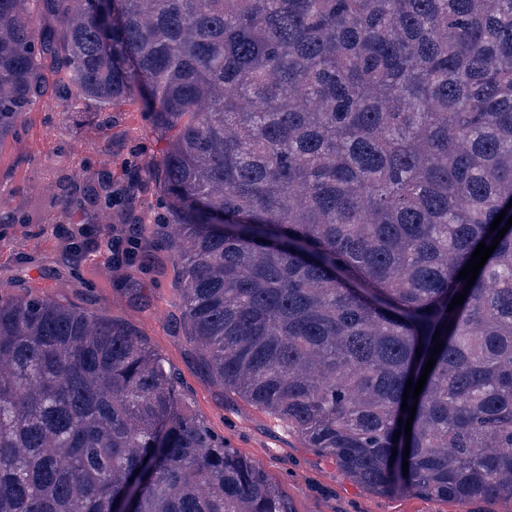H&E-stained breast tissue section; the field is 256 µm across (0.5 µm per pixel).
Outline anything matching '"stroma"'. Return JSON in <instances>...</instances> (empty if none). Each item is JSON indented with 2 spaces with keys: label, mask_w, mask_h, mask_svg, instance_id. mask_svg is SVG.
I'll use <instances>...</instances> for the list:
<instances>
[{
  "label": "stroma",
  "mask_w": 512,
  "mask_h": 512,
  "mask_svg": "<svg viewBox=\"0 0 512 512\" xmlns=\"http://www.w3.org/2000/svg\"><path fill=\"white\" fill-rule=\"evenodd\" d=\"M162 142L137 101L112 110L60 112L54 89L24 117L18 136L0 143V287L23 280L36 295L98 311L133 325L175 373L190 409L225 443L262 468L294 512H459L423 498L369 494L335 462L272 416L225 391L199 366L188 330L176 326L180 251L158 246L147 213L159 188L130 189L120 163L131 154L159 161ZM91 168L114 202L111 222L98 204L65 208L58 178ZM81 260L70 265L72 246Z\"/></svg>",
  "instance_id": "obj_1"
}]
</instances>
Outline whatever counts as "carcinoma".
Returning a JSON list of instances; mask_svg holds the SVG:
<instances>
[{"mask_svg":"<svg viewBox=\"0 0 512 512\" xmlns=\"http://www.w3.org/2000/svg\"><path fill=\"white\" fill-rule=\"evenodd\" d=\"M48 55L65 111L137 97L170 134L132 180L159 182L181 319L224 390L372 494L512 503V226L448 310L512 216V0H0V141ZM18 287L0 512H293L136 331Z\"/></svg>","mask_w":512,"mask_h":512,"instance_id":"cac0c4a2","label":"carcinoma"}]
</instances>
